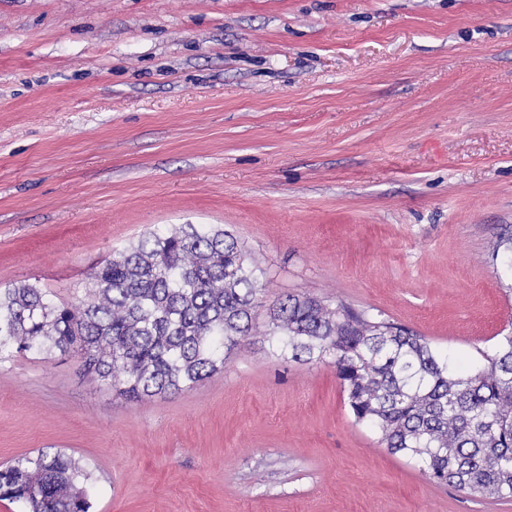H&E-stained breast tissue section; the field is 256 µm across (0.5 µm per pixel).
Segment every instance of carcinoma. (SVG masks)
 Segmentation results:
<instances>
[{"label": "carcinoma", "instance_id": "cac0c4a2", "mask_svg": "<svg viewBox=\"0 0 512 512\" xmlns=\"http://www.w3.org/2000/svg\"><path fill=\"white\" fill-rule=\"evenodd\" d=\"M263 274L226 230L153 233L90 268L74 301L38 283L0 287V364L27 352L77 355L87 377L129 401L191 390L255 335ZM266 315L269 353L331 359L355 421L390 453L436 484L512 497L511 328L461 375L425 337L344 301L289 294ZM87 480L71 455L42 448L0 467V500L90 512Z\"/></svg>", "mask_w": 512, "mask_h": 512}]
</instances>
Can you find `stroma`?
<instances>
[{"label": "stroma", "mask_w": 512, "mask_h": 512, "mask_svg": "<svg viewBox=\"0 0 512 512\" xmlns=\"http://www.w3.org/2000/svg\"><path fill=\"white\" fill-rule=\"evenodd\" d=\"M180 224L268 299H340L463 366L512 323V0H0V285L68 299ZM58 448L91 512H512L355 421L331 360L262 336L139 402L79 357L0 365V465Z\"/></svg>", "instance_id": "obj_1"}]
</instances>
